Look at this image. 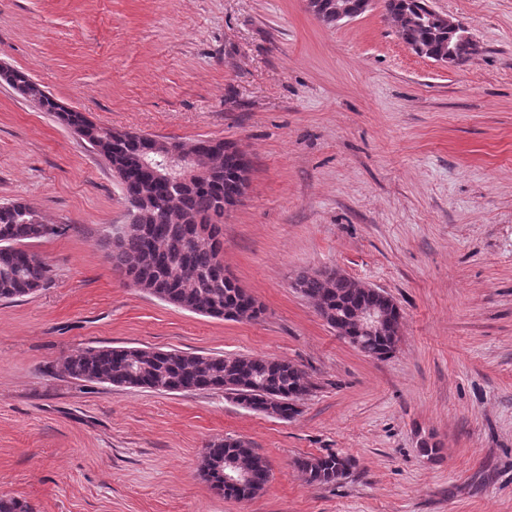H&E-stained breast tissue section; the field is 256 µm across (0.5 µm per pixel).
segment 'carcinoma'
Instances as JSON below:
<instances>
[{
    "instance_id": "carcinoma-1",
    "label": "carcinoma",
    "mask_w": 512,
    "mask_h": 512,
    "mask_svg": "<svg viewBox=\"0 0 512 512\" xmlns=\"http://www.w3.org/2000/svg\"><path fill=\"white\" fill-rule=\"evenodd\" d=\"M384 4L387 19L404 45H423L433 52L448 46L447 31L412 8L410 0H384ZM34 107L55 114L69 128H84L83 142L122 172L119 182L129 222L105 236L115 269L153 297L197 315L236 321L262 314L252 296L224 278L219 258L224 246V212L249 183L250 169L242 165L237 151L224 148L221 140L199 139L189 146L182 143L186 155L206 156L208 172L188 185L171 184L154 178L141 164L140 143L118 140L113 130L87 123L84 113L59 108L51 96L43 97ZM197 219L210 227L208 244L195 239ZM47 224V217L27 202L0 205L1 301L30 296L48 282L49 265L19 247L25 240L45 238L41 228ZM296 285L332 328L338 321L354 326V312L362 306L382 310L393 327L400 318L384 294L333 269L304 272ZM394 334L391 329L387 335L363 336L359 350L383 359L395 348ZM63 367L74 379L116 387L228 392L245 408L283 419L298 413L295 401L309 392L301 369L266 356H203L178 350L102 346L65 357ZM228 461L250 474L245 486L224 485L219 469ZM298 466L311 482L331 484L349 473L354 460L328 453L301 459ZM200 471L206 480L221 484L225 496L236 499L260 495L270 476L265 457L250 443L232 437L206 448ZM0 512H33V508L15 497L1 496Z\"/></svg>"
}]
</instances>
